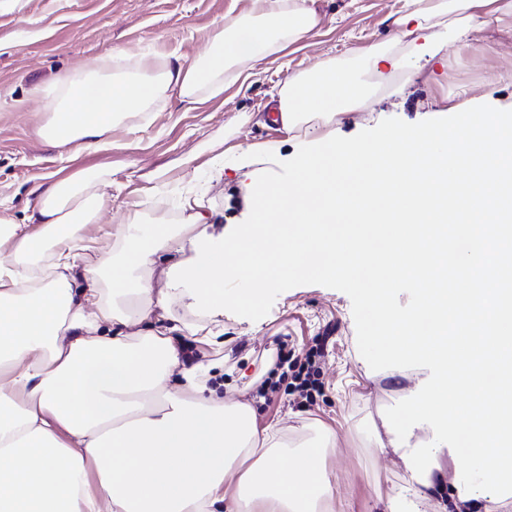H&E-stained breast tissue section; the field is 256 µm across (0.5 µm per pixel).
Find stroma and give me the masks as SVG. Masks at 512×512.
I'll return each instance as SVG.
<instances>
[{
    "label": "stroma",
    "instance_id": "1",
    "mask_svg": "<svg viewBox=\"0 0 512 512\" xmlns=\"http://www.w3.org/2000/svg\"><path fill=\"white\" fill-rule=\"evenodd\" d=\"M250 7L251 0H0V208L23 221L43 176L63 167L104 166L112 185L99 222L83 228L85 238H104L113 226L137 220L187 222L182 201L188 195L202 201L209 233L222 237L246 220L252 184L273 168L254 152L286 161L319 134L351 137L386 118L417 123L466 103L512 110L510 14L461 38L445 28L417 31L398 46L401 63L387 78L362 72L372 92L360 107L276 131L269 118L287 79L388 44L395 20L412 8L410 0H316L320 25L289 47L284 61L252 62L247 83L225 85L202 109L186 110L169 96L130 113L113 130L111 148L84 150L72 161L40 139L48 119L43 87L58 74L114 47L150 64L167 56L193 59L217 22ZM21 30L26 39H18ZM218 160L224 180L212 183L206 173ZM157 190L162 201L145 205ZM223 339L222 350L206 353L207 360L223 361L222 382L241 385L245 365L255 383L267 377L279 383L265 396L255 383L245 386L258 424L276 421L287 429L304 419L334 431L335 452L325 467L334 476L337 503L349 512H384L408 472L393 454L369 455L365 443L382 429L386 407L407 398L411 382L372 370L360 355L350 298L319 285L298 286L281 293L260 320L225 313ZM280 353L288 358L284 375L272 367ZM301 371L315 383L308 399L293 386Z\"/></svg>",
    "mask_w": 512,
    "mask_h": 512
}]
</instances>
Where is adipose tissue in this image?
<instances>
[{
	"mask_svg": "<svg viewBox=\"0 0 512 512\" xmlns=\"http://www.w3.org/2000/svg\"><path fill=\"white\" fill-rule=\"evenodd\" d=\"M396 19L395 42L410 22L451 26L512 11V0H413ZM315 0H252L247 14L215 26L207 49L154 70L128 67L129 53L57 76L52 117L39 136L56 148L111 146L115 124L177 93L195 109L225 83L251 77L249 62L279 59L320 23ZM363 95L349 71L322 65L286 81L276 110L285 126L355 108ZM106 169L47 178L18 224L0 213V512H336L325 460L332 430L301 422L291 437L258 426L242 397L209 387L210 365L185 363L183 349L218 343L211 317L196 324L169 309L171 289L154 275L181 261L202 213L190 222L119 225L89 242L98 223ZM97 254L81 263L83 253ZM290 458L294 467L282 466ZM448 493V512H512V502L461 500L450 468L411 482L410 512Z\"/></svg>",
	"mask_w": 512,
	"mask_h": 512,
	"instance_id": "1",
	"label": "adipose tissue"
}]
</instances>
